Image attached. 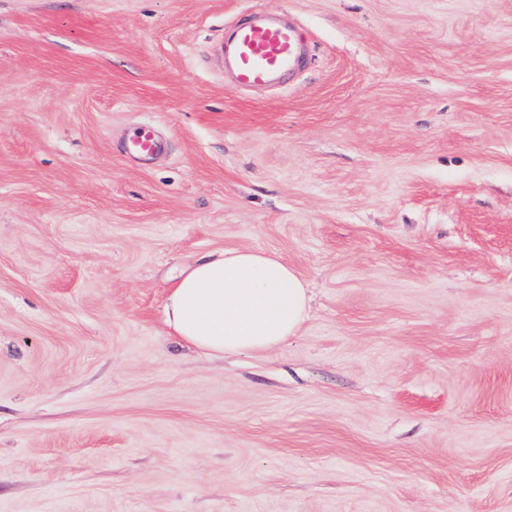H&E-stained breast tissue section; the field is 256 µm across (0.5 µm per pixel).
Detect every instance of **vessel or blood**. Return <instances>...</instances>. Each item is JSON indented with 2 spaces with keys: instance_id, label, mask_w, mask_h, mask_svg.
Listing matches in <instances>:
<instances>
[{
  "instance_id": "obj_1",
  "label": "vessel or blood",
  "mask_w": 512,
  "mask_h": 512,
  "mask_svg": "<svg viewBox=\"0 0 512 512\" xmlns=\"http://www.w3.org/2000/svg\"><path fill=\"white\" fill-rule=\"evenodd\" d=\"M214 51L225 76L238 89L263 91L281 87L286 76L300 69L306 46L297 22L286 14L256 8L225 23ZM163 149L147 126L140 127L127 144L128 152L144 159Z\"/></svg>"
}]
</instances>
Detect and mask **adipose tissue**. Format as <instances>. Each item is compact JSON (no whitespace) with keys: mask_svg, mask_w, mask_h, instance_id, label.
Instances as JSON below:
<instances>
[{"mask_svg":"<svg viewBox=\"0 0 512 512\" xmlns=\"http://www.w3.org/2000/svg\"><path fill=\"white\" fill-rule=\"evenodd\" d=\"M309 314L308 288L296 270L251 248L203 258L176 280L165 305L175 336L223 355L281 347L301 335Z\"/></svg>","mask_w":512,"mask_h":512,"instance_id":"1","label":"adipose tissue"}]
</instances>
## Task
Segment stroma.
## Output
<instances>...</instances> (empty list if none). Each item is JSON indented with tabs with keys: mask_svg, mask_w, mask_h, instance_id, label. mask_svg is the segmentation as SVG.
Listing matches in <instances>:
<instances>
[{
	"mask_svg": "<svg viewBox=\"0 0 512 512\" xmlns=\"http://www.w3.org/2000/svg\"><path fill=\"white\" fill-rule=\"evenodd\" d=\"M258 7L310 59L248 95ZM243 247L310 318L195 350ZM0 512H512V0H0ZM214 51L238 89L263 91L281 87L300 69L306 46L299 24L288 15L255 8L224 23ZM164 149L162 142L155 136L149 126L140 127L127 144L128 152L143 159L152 158ZM309 314L308 288L296 270L251 248L203 258L176 280L165 305L175 336L223 355L281 347L301 335Z\"/></svg>",
	"mask_w": 512,
	"mask_h": 512,
	"instance_id": "1",
	"label": "stroma"
}]
</instances>
